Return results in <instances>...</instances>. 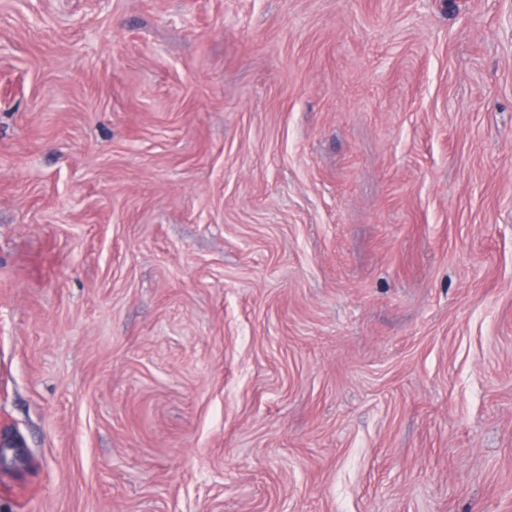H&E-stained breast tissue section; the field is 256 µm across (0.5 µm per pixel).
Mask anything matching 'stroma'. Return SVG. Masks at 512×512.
<instances>
[{
  "instance_id": "35a3bbf8",
  "label": "stroma",
  "mask_w": 512,
  "mask_h": 512,
  "mask_svg": "<svg viewBox=\"0 0 512 512\" xmlns=\"http://www.w3.org/2000/svg\"><path fill=\"white\" fill-rule=\"evenodd\" d=\"M0 512H512V0H0Z\"/></svg>"
}]
</instances>
